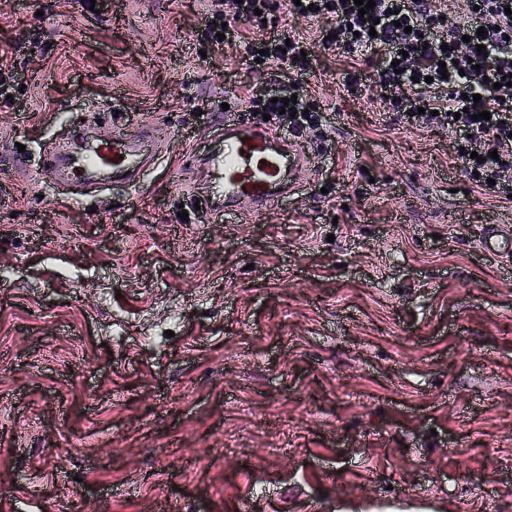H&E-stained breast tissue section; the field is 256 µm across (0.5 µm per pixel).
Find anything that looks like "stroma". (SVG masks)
I'll use <instances>...</instances> for the list:
<instances>
[{
    "label": "stroma",
    "instance_id": "1",
    "mask_svg": "<svg viewBox=\"0 0 512 512\" xmlns=\"http://www.w3.org/2000/svg\"><path fill=\"white\" fill-rule=\"evenodd\" d=\"M204 13L0 0V512H512V205L316 45L300 190L195 208L212 114L270 80ZM98 112L171 145L66 199L40 156Z\"/></svg>",
    "mask_w": 512,
    "mask_h": 512
}]
</instances>
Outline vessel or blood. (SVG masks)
Segmentation results:
<instances>
[{"mask_svg":"<svg viewBox=\"0 0 512 512\" xmlns=\"http://www.w3.org/2000/svg\"><path fill=\"white\" fill-rule=\"evenodd\" d=\"M213 123L220 143L195 162L207 178L209 199L218 204L217 216L235 215L244 203L255 214L267 212L296 190V171L312 165L313 153L300 135L220 114ZM93 130L90 122L72 127L70 153L45 149L41 170L50 181L89 191L109 182L136 183L165 141L155 127L137 134L116 129L104 137Z\"/></svg>","mask_w":512,"mask_h":512,"instance_id":"vessel-or-blood-1","label":"vessel or blood"}]
</instances>
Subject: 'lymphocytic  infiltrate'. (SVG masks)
Returning <instances> with one entry per match:
<instances>
[{
  "label": "lymphocytic infiltrate",
  "instance_id": "1",
  "mask_svg": "<svg viewBox=\"0 0 512 512\" xmlns=\"http://www.w3.org/2000/svg\"><path fill=\"white\" fill-rule=\"evenodd\" d=\"M375 2L364 13L354 0H301L288 11L319 23L325 51L377 61L379 81L388 91L384 106L408 125L451 128L461 158L478 153L479 184L501 180L512 170V86L501 83L512 74V0H459L462 20L450 27L431 12L428 0ZM265 6L266 0H207L203 35L219 49L242 43L248 54L262 52L258 70L276 65L294 75V113L283 112L271 92L254 85L239 96L250 111L297 133L319 128L322 119L303 99L313 64L302 53L311 43L292 26L250 33L257 10ZM485 111L490 119H482Z\"/></svg>",
  "mask_w": 512,
  "mask_h": 512
}]
</instances>
